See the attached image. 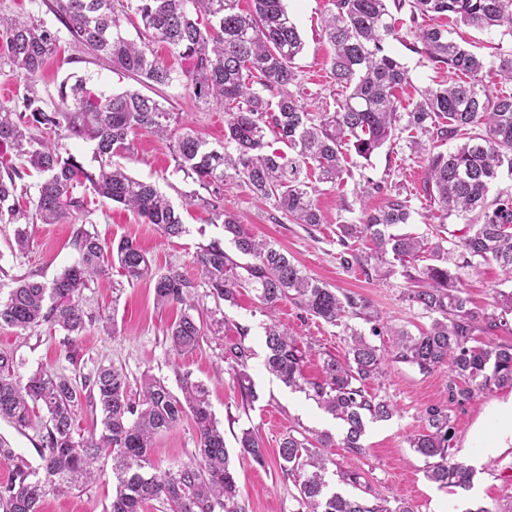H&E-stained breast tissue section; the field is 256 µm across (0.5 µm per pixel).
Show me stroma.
Instances as JSON below:
<instances>
[{"instance_id":"35a3bbf8","label":"stroma","mask_w":512,"mask_h":512,"mask_svg":"<svg viewBox=\"0 0 512 512\" xmlns=\"http://www.w3.org/2000/svg\"><path fill=\"white\" fill-rule=\"evenodd\" d=\"M285 4L305 43L302 54L295 60L296 70L309 94L307 102L311 110L318 112L325 98L336 91L330 78L333 47L323 31L331 3L330 0H285ZM451 37L487 59L496 50L512 49V37L498 31L460 24L452 27ZM414 42V37L405 32L388 43L390 52L411 77L410 85L398 91L408 108L418 101L420 90L449 76L448 70L436 68L424 54L416 52ZM70 74L87 78L89 84L107 93L138 87L128 74L91 56L66 36L60 41L57 56L46 62L38 81L34 86H27L9 64L5 43L0 40V104L13 105L29 90L43 104H50L61 80ZM141 90L178 113L181 128L194 130L210 145L223 143L224 110L198 104L190 90L178 85L157 90L146 86ZM123 164L134 178L159 187L180 211L188 232L179 238H167L157 225L142 223L132 211L98 200L91 205L94 230L108 241L120 237L133 239L146 252L154 268L173 267L189 278H198L199 271L193 262L198 245L224 236L222 225L211 221L210 190L176 171L170 140L146 132L136 137L133 151ZM426 164L425 155L411 152L402 138L367 160L350 155V176L335 186L320 185L316 200L323 221L314 226L289 221L277 213L272 203H256L248 187L239 182L225 186L224 207L237 214L249 233L287 252L310 276L338 292L365 298L390 331L403 328L415 335L428 328L430 319L420 308L404 300L402 293L407 280L402 272L383 275L369 259L372 244L366 240L355 244L358 263L344 266L337 234L339 225L355 221L362 210L384 204V194L372 189L376 183L401 184L410 200L412 217L409 223L397 225V232L414 233L433 241L439 229H463L465 219L442 218L425 193ZM28 232L32 247L22 254L15 248L13 225L0 223L1 297L7 296L14 278L35 273L48 283L77 258L72 244V224H32ZM462 281L472 308L481 311L491 310L498 293L512 292V277L493 263L465 270ZM82 302L97 320L75 339L80 357L75 365L60 354L62 333L41 326L20 336L13 329L0 328V349L15 354L19 376L25 379L40 370H54L80 380L97 366L112 364L127 373L132 392H139L143 377L148 374L163 380L176 393L183 374H190L192 380L203 382L209 390L211 410L224 430V442L237 471L243 512H297L296 478L282 473L278 465L279 444L292 428L326 432L334 438L335 447L326 451L332 460L327 473L330 491L359 497L368 487L408 501L414 512H472L476 507L486 508L487 512H503L505 504L512 502V435L503 432L499 415L500 406L512 401V390H479L464 404L449 403L448 373L441 369L425 374L412 365L396 361V339L390 331L373 339L385 351L388 361L383 376L369 384L368 390L392 399L398 411L390 420L367 422L363 451L354 454L341 445L346 432L343 421L325 412L306 393L288 388L266 370L267 318L254 291L242 292L236 303L220 306L206 294H199L198 310L215 312L225 325L222 331L206 333L195 351L181 356L172 354L166 335L182 311L177 306L157 305L151 282L121 285L116 276L105 277L84 290ZM277 318L310 346L304 367L308 379L320 378L322 360L327 355H343L346 340L342 328L307 315L289 301L280 305ZM241 327L247 328L245 343L254 352L249 374L258 395L248 408L242 406L237 382L224 361V342L235 338ZM430 405L447 408L451 416L454 436L449 454L473 469L469 490L430 481L425 474L424 457L409 446V438L423 430V411ZM246 429L261 436L268 451L266 465H257L241 455L238 440ZM42 432L37 422L21 429L0 420V439L14 452L13 457H0V485L11 479L16 460L34 468L40 465L38 444ZM196 446V431L192 420L187 419L155 440L152 459L161 468L175 469L193 463ZM350 473L358 475L359 485L347 481ZM111 501L112 482L101 479L80 484L64 494L47 495L42 510L104 512Z\"/></svg>"}]
</instances>
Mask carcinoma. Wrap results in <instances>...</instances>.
<instances>
[{
  "label": "carcinoma",
  "mask_w": 512,
  "mask_h": 512,
  "mask_svg": "<svg viewBox=\"0 0 512 512\" xmlns=\"http://www.w3.org/2000/svg\"><path fill=\"white\" fill-rule=\"evenodd\" d=\"M238 0H53V12L71 40L112 67L150 85L177 83L192 91L203 105L228 114L224 145L215 148L195 132H179L175 113L138 91L106 95L85 78L64 81L53 111L37 105L29 94L12 106L0 104V220L13 224L76 225L73 245L78 260L46 283L30 274L16 280L6 300H0V327L25 331L41 325L64 332L65 358L77 364L73 337L81 335L93 315L80 299L85 289L109 269L119 268L127 282H154L157 302L187 309L168 330L172 350H194L204 335L201 319L191 311L197 289H208L215 303H235L246 289L256 292L263 312L268 350L266 368L290 387L308 393L329 414L347 426L343 447L359 454L366 420L385 421L395 404L371 395L366 386L380 376L385 352L344 318H373L368 302L310 277L273 244L258 240L224 209V185L246 183L260 202H273L277 211L296 224H320L314 199L317 181L332 185L348 172L346 152L354 148L368 159L398 133H409V149L427 153L426 185L430 199L447 216H473L463 234L453 231L430 242L423 236L394 234L389 228L411 218L408 198L388 195L375 211L357 221L340 224L339 244L364 235L375 244L380 265L416 258L427 264L416 274L405 273L406 297L431 318L417 336L405 329L376 323L371 333L397 337L395 358L423 373L448 369V400L463 403L476 389L512 388V345H477L475 333L502 325L512 313V293H499L500 313L475 311L460 270L493 261L512 275V192L488 198L502 170L512 173V93L494 95L484 84L485 61L448 39L441 16L479 29L505 26L512 30V0H332L324 33L335 47L330 75L343 91L335 109L309 111L300 90L295 60L304 42L283 0H252L249 13L237 11ZM409 11L414 37L432 62L467 77L421 91L413 108L403 109L396 90L410 83L408 70L388 51L397 38L392 11ZM139 16L143 29L129 39L122 21ZM8 60L26 81L39 77L47 59L56 53L59 31L28 16H0ZM163 43L183 61L177 72L162 62L153 45ZM150 132L173 140L176 171L211 189L212 222L224 225V235L252 262L241 264L224 251L220 240L197 247L193 256L200 279L177 270L152 267L130 239L106 242L86 229L87 195L127 207L145 224L158 225L168 238L187 232L181 213L150 182L130 176L119 159L131 154L136 136ZM286 149L272 148L268 134ZM456 136L466 142L447 152H429L427 144ZM78 139L93 143L97 166L85 165L66 147ZM22 158L18 167L10 151ZM39 180L24 183L29 171ZM31 198L33 208L19 209V199ZM293 301L309 315L347 336L344 356L322 361V376H305L306 352L297 337L273 319L281 302ZM239 339L224 343V362L233 372L241 398L258 399L251 385L252 350ZM87 399L99 406V436L75 438L76 411ZM46 411L45 432L39 443L41 465L22 462L0 486V512H40L48 492H63L101 476L95 467L112 457V502L109 512H141L148 501H159L171 512H242L240 486L224 444V430L210 410L206 387L186 375L181 395L161 380L144 379L141 392L130 394L123 369L99 366L77 385L61 373L39 371L26 381L16 376L14 354L0 351V419L26 428ZM191 417L197 433L195 463L159 470L151 460L153 440ZM425 428L409 439L410 447L429 459L426 476L442 485L470 488L474 472L448 454L452 426L448 410L430 405L423 413ZM243 455L259 465L266 448L250 429L239 438ZM334 446L328 434L314 440L288 430L278 448L282 470L297 477L298 512H413L407 503L376 494L374 500L327 492L328 458L322 448Z\"/></svg>",
  "instance_id": "cac0c4a2"
}]
</instances>
